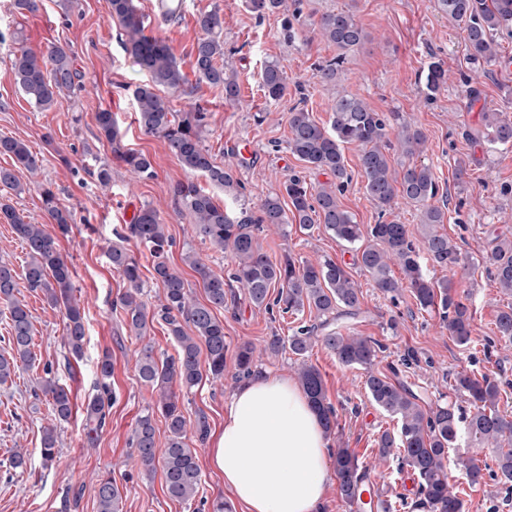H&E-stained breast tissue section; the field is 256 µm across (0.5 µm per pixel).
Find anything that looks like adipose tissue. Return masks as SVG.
<instances>
[{
  "label": "adipose tissue",
  "instance_id": "obj_1",
  "mask_svg": "<svg viewBox=\"0 0 512 512\" xmlns=\"http://www.w3.org/2000/svg\"><path fill=\"white\" fill-rule=\"evenodd\" d=\"M329 442L293 380L264 373L239 384L212 435L208 462L244 512H319L330 481Z\"/></svg>",
  "mask_w": 512,
  "mask_h": 512
}]
</instances>
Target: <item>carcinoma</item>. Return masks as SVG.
Returning <instances> with one entry per match:
<instances>
[{"label": "carcinoma", "mask_w": 512, "mask_h": 512, "mask_svg": "<svg viewBox=\"0 0 512 512\" xmlns=\"http://www.w3.org/2000/svg\"><path fill=\"white\" fill-rule=\"evenodd\" d=\"M287 0H246L248 9L263 18L279 11ZM110 15L121 27L125 50L149 79L132 90L137 121L148 133L161 137L169 151L189 173L204 176L213 186L240 195L242 186L230 169L216 161L204 144L209 113L194 98L202 84L224 90V100L239 101V87L233 75L224 68V19L218 8L201 10L196 24L201 36L193 46L196 83L191 85L182 72L175 55L165 40L145 34L144 16L135 0H109ZM439 9L461 24L470 59L475 62L494 60L498 52L496 34L512 26V0H438ZM318 34L341 50H350L362 43L366 34L350 11L330 12L321 16ZM75 55L67 44L54 43L36 52L26 46L17 47L11 57V69L18 87L39 109L47 110L57 97L75 90L80 73L74 65ZM344 58L336 57L317 68L315 77L323 85L336 84ZM261 87L266 97L277 100L287 91L283 66L278 61L267 63L261 72ZM447 82L446 71L438 62L428 66L426 100L433 99ZM190 100L188 109L177 112L167 96ZM98 133L112 146V152L138 179L155 177L151 159L143 153L124 149L118 139L117 122L112 112L95 113ZM486 135L475 134L491 145L512 144V121L497 112L483 113ZM288 150L308 165V169L329 173L334 181L313 187L306 177L293 174L283 182V191L264 196L259 215L246 211L231 214L214 197L192 181L174 186L176 199L192 215L195 234L217 251L230 252L233 266L227 275L213 271L194 252L183 261L198 275L206 302L192 299L181 275L170 266L168 254L174 241L166 234V225L158 211L141 208L117 236L134 241L149 253L154 279L161 289L159 304L152 310L142 299L139 261L120 246L108 251V259L127 284L119 297L123 321L139 339L146 338L157 320L164 322L175 343V354L159 360L153 347L145 343L136 353L135 366L139 379L156 399L136 421L131 444L140 464L147 470L161 466L165 490L178 501L195 498L201 485V470L196 451L191 448L186 420L180 406L182 393H188L203 380L224 377V359L228 349L224 322L215 311L224 308L232 287L245 291L251 303L259 308L274 306L284 314L298 315L304 311L316 314L318 324L300 325L293 335L284 339L272 336L264 352L271 355L288 350L298 361V382L317 412L323 428L330 433L336 428V411L329 401L320 371L308 361L307 353L321 343L345 367H361L366 371L365 387L371 400L397 418V432H383L377 440L376 459L387 462L397 458L399 465L410 468L419 478L416 498L401 500L411 512H464V502L448 479L445 464L448 448L461 434L480 444L498 449L495 462L499 482L512 487V416L499 409L501 390L496 379L459 373L454 390L466 397L469 409L454 403L423 405L405 386L375 369L379 353L385 345L371 337L361 336L350 328L335 326L336 313L360 312L362 292L352 280L347 266L322 256L314 261H298L286 256L273 262L263 252L258 231L273 227L288 234V225L304 229L321 226L338 242L351 250L354 261L372 278L375 287L385 295L396 296L401 289H410L416 305L424 311L438 313L442 324L461 346L472 341L471 314L448 281L433 282L423 272L422 256L434 265L454 273L463 256L460 246L439 231L447 221L446 196L439 195V186L432 167L421 160L424 152L423 132L407 122L398 112H375L350 94L336 98L330 113V129L320 126L303 107L288 112ZM354 144L360 149L359 163L364 189L379 207L391 209L397 200L418 207L420 238L416 239L408 225L396 221L363 225L338 200L348 175L343 146ZM398 152L394 160L391 150ZM13 161V167L0 166V191L19 196L30 190L22 184L15 169L34 172L39 160L21 140L0 137V155ZM44 211L50 224H32L10 205L0 206V223L12 226L27 250L23 268L26 288L43 295L52 309L65 310L64 358L82 356L85 342V313L73 298L72 271L60 253L57 234L65 235L73 223L72 211L60 203L49 188L41 189ZM486 268L504 294L512 296V239L500 237L482 257ZM398 266L404 279L395 278L392 267ZM16 271L11 264L0 261V302L6 305L10 320V352L0 353V383L19 369V364L32 362L34 330L25 305L19 301ZM495 327L500 339L512 344V307L498 313ZM255 347L243 343L237 348V378L255 374ZM112 354L104 352L98 362L96 394L85 405L88 425L102 428L112 401ZM42 393L49 397L54 419L67 421L72 415L70 391L54 377L42 378ZM165 420L168 437L164 447L155 440V415ZM56 426L43 430L40 457L44 467L53 466L57 454ZM456 468L472 484L479 483L482 468L472 457L459 456ZM338 493L351 503L357 490L358 476L363 470L357 456L347 448L334 454ZM98 512H118V490L112 478L96 481Z\"/></svg>", "instance_id": "obj_1"}]
</instances>
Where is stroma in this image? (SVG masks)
Segmentation results:
<instances>
[{
    "instance_id": "35a3bbf8",
    "label": "stroma",
    "mask_w": 512,
    "mask_h": 512,
    "mask_svg": "<svg viewBox=\"0 0 512 512\" xmlns=\"http://www.w3.org/2000/svg\"><path fill=\"white\" fill-rule=\"evenodd\" d=\"M37 3V11L31 13L17 10L14 0H0V135L24 141L40 164L34 174L17 169L18 179L30 190L12 197V205L32 223H47L39 187L49 183L61 203L74 211L75 222L58 244L73 270L74 296L85 311L86 343L80 359L65 362L63 311L51 309L40 294L21 291L34 326L35 361L0 384V512H98L94 487L101 475L111 476L119 490V512H213L220 501L229 512H244L225 490L223 474L208 466L207 444L195 446L202 473L200 499H171L161 470L149 472L141 467L130 437L153 394L135 367L142 340L128 330L121 311L112 306L126 283L112 268L107 250L116 240V229L129 223L140 207L156 208L174 240L170 263L181 273L192 298L200 302L205 299L204 289L183 261L185 250H193L217 272L224 270L230 255L195 237L192 216L172 193L176 182L189 180V173L161 137L145 133L138 124L131 91L147 76L125 51L108 0ZM149 3L136 0L146 16L147 34L163 38L188 75L193 72L192 49L200 34L198 11L216 7L224 18V65L236 76L240 102L228 105L223 90L205 85L196 96L209 112L206 146L243 186L235 200L221 189L212 191L215 200L232 212L257 213L261 198L279 190L294 173L304 174L315 186L329 182V175L307 170L287 149V117L298 100H305L313 119L324 126L337 94H352L375 111L400 113L424 133L423 158L432 166L440 191L448 196V221L442 231L460 246L465 266L452 275L428 260L423 267L433 280H451L468 306L473 336L469 347H459L437 316L420 310L409 290L394 299L382 294L370 276L353 265L351 253L324 229L306 230L292 224L284 236L271 230L260 233L259 242L274 261L289 253L297 259L327 255L347 263L363 294L361 315L352 322L355 331L385 344L378 370L386 373L397 368L399 379L423 402L457 400L452 388L455 375L474 372L500 381L499 407L512 413V346L498 341L495 333L496 317L512 306V296L504 295L480 264L497 236H512V146L492 151L469 134L470 129L481 127L486 111L512 120V32L497 34L496 60L474 64L460 27L438 10L436 0H301V12L293 20L280 11L256 17L245 0H187L186 14L170 23L151 16ZM341 9L354 14L367 39L347 53L335 85L324 86L315 77L316 68L339 50L315 32L314 23L322 14ZM20 36L36 51L57 42L69 43L82 75V91L59 97L47 110L31 104L16 86L11 70L10 57ZM272 60L280 61L288 76V90L276 101L265 97L260 84V73ZM433 61L442 64L448 80L429 101L425 83ZM101 109L116 116L124 148L149 156L153 179L134 178L111 145L99 138L93 116ZM240 140L252 144L261 158L259 165H240L231 149ZM344 157L349 180L339 200L358 223L375 224L384 217L417 229L414 206L401 202L385 214L366 196L356 146H345ZM102 165L112 175L105 186L94 175ZM218 316L228 343L224 379L203 382L182 400L187 422H194L202 412L214 429L223 425L224 405L238 385V346L252 343L260 350L262 371L292 379L294 355L285 351L272 356L264 353L263 346L269 337L291 336L296 327L315 321L307 313L283 316L255 308L242 295ZM410 350L418 361L402 366ZM106 351L111 352L114 366L112 407L104 428L90 434L85 429L84 407L94 393L98 359ZM308 360L320 370L336 409L338 427L328 436L330 447L351 449L360 462L376 464L377 439L383 431H396L397 421L370 400L365 370L339 365L320 344L310 350ZM48 364L69 389L73 402L68 422L56 424L59 453L50 468L42 466L39 454L44 426L55 424L39 389ZM17 451L28 456L21 471L10 462ZM460 455L475 458L483 467L480 484H468L460 475L453 480L466 512H512V492L494 477L495 449L464 436L448 453L452 460Z\"/></svg>"
}]
</instances>
